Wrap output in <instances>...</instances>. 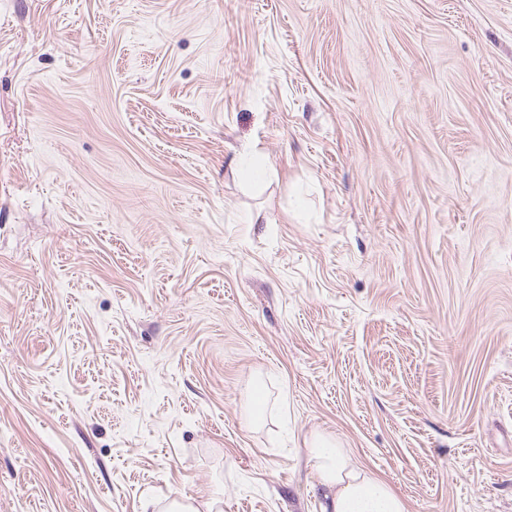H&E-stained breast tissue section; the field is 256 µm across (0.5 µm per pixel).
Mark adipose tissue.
Wrapping results in <instances>:
<instances>
[{
	"mask_svg": "<svg viewBox=\"0 0 512 512\" xmlns=\"http://www.w3.org/2000/svg\"><path fill=\"white\" fill-rule=\"evenodd\" d=\"M307 463L324 489L322 512H408L390 484L362 467L334 437L313 435Z\"/></svg>",
	"mask_w": 512,
	"mask_h": 512,
	"instance_id": "adipose-tissue-1",
	"label": "adipose tissue"
}]
</instances>
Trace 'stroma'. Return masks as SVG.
Returning <instances> with one entry per match:
<instances>
[{
  "label": "stroma",
  "instance_id": "obj_1",
  "mask_svg": "<svg viewBox=\"0 0 512 512\" xmlns=\"http://www.w3.org/2000/svg\"><path fill=\"white\" fill-rule=\"evenodd\" d=\"M315 432L512 512V0H0V512H322Z\"/></svg>",
  "mask_w": 512,
  "mask_h": 512
}]
</instances>
